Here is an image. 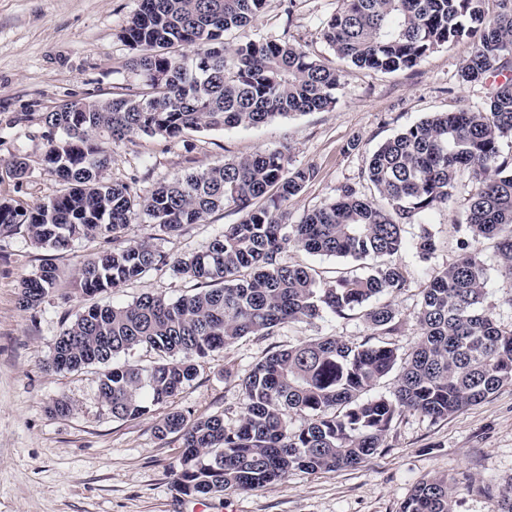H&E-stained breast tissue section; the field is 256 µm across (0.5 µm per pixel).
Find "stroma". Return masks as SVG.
I'll list each match as a JSON object with an SVG mask.
<instances>
[{
    "label": "stroma",
    "instance_id": "35a3bbf8",
    "mask_svg": "<svg viewBox=\"0 0 512 512\" xmlns=\"http://www.w3.org/2000/svg\"><path fill=\"white\" fill-rule=\"evenodd\" d=\"M139 5L140 0H0V200L33 205L56 193L57 182L40 165L45 112L137 87L130 66L134 52L121 32ZM340 6L341 0H267L247 33L257 40L288 39L331 62L335 56L322 37L323 24ZM472 50L471 39L464 38L408 70L346 68L335 105L323 112L293 114L255 128L192 132L173 141L140 135L113 144L104 178L135 182L144 192L188 172L280 149L292 167L316 170L286 204L289 223L348 186L378 199L365 170L379 143L432 113L486 106L495 79L459 78ZM17 156L31 165L22 180L10 168ZM472 186L469 174L458 176L447 204L404 227L407 245L396 261L408 286L393 300L402 322L394 338L401 352H410L420 334L415 313L421 286L462 253ZM241 217L229 206L176 235L140 219L126 236L174 259L202 249ZM424 229L437 245L426 259L413 246ZM106 247L104 240L80 238L56 252L33 245L22 226L0 234V512H191L195 499L179 491L173 476L182 441L176 434L158 438L156 423L180 412L191 420L220 415L226 424H236L242 402L238 378L268 353L330 335L359 344L371 334L360 316L325 313L270 336L244 338L202 360L196 379L174 399L143 417L118 420L99 395L102 366L76 372L48 368L59 334L91 305L127 304L144 294L175 300L192 294L195 284L165 267L118 292L84 295L75 286L77 271ZM478 251L488 273L486 305L498 322L512 325V278L502 274L493 241H483ZM281 259L314 267L329 284L338 271L361 274L367 267L290 245ZM47 262L58 269L57 288L37 307H21L23 279ZM228 366L234 377H225ZM60 399L72 405L71 414H51ZM432 476L454 482L456 512H500L502 493L512 482V384L445 419L399 417L382 448L356 467L314 475L293 471L266 488L226 491L207 501L209 512H225L229 505L238 512H400L411 489Z\"/></svg>",
    "mask_w": 512,
    "mask_h": 512
}]
</instances>
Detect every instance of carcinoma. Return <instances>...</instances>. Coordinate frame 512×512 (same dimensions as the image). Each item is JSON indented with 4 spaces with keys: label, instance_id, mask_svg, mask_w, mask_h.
Wrapping results in <instances>:
<instances>
[{
    "label": "carcinoma",
    "instance_id": "1",
    "mask_svg": "<svg viewBox=\"0 0 512 512\" xmlns=\"http://www.w3.org/2000/svg\"><path fill=\"white\" fill-rule=\"evenodd\" d=\"M267 0H141L121 38L136 51L141 88L112 98L76 100L42 117L45 171L61 185L33 207L0 202V232L24 224L38 248L64 251L75 239L112 244L84 261L76 287L86 295L117 290L164 266L195 283L175 301L144 295L127 305H93L57 338L49 367L79 371L107 365L137 347L155 352L149 368L114 365L99 392L116 419H137L192 382L200 360L249 336H271L284 324L329 313L358 314L372 337L352 344L322 336L276 350L241 379L238 423L218 415H167L159 436L181 434L174 466L185 495L250 492L294 470L316 474L355 467L383 446L393 420L405 413L432 420L477 404L512 383V327L484 308L487 272L475 245L496 241L512 276V159L501 140L512 137V82L495 87L482 111L434 113L382 143L366 171L385 204L345 188L335 199L283 223L282 206L315 175L292 169L281 150L258 151L190 172L139 193L103 173L111 145L134 136L165 140L188 131L253 128L291 114L321 112L335 103L341 71L287 40H255L244 32ZM488 0H342L323 38L341 60L359 68L396 72L417 66L432 50L476 37L460 70L482 82L512 57V0L489 17ZM193 49L179 59L173 48ZM469 171L464 253L430 276L416 312L420 336L402 353L392 342L401 321L392 298L407 288L394 258L404 248L403 226L448 202L457 175ZM234 206L236 224L200 251L167 260L147 242L122 239L132 221L146 218L168 234ZM288 244L310 254L372 259L365 275L341 273L325 286L318 271L280 260ZM415 248L435 250L424 228ZM58 271L43 264L23 283L21 306H37ZM398 371L389 395L363 398ZM304 425L288 428V415ZM456 488L446 477L416 484L400 512H455Z\"/></svg>",
    "mask_w": 512,
    "mask_h": 512
}]
</instances>
